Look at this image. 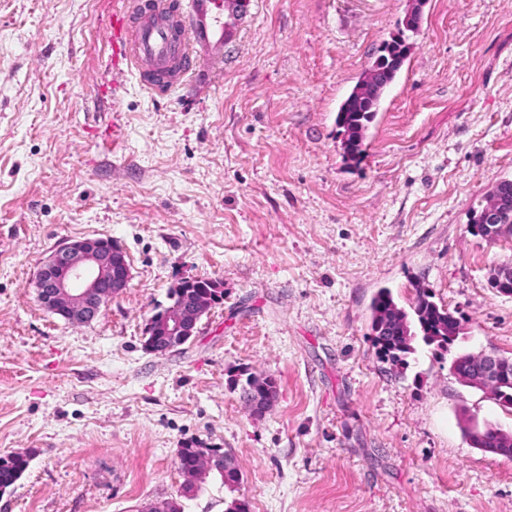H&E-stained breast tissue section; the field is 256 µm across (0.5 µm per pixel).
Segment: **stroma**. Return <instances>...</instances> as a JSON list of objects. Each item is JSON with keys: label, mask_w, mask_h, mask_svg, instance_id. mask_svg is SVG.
<instances>
[{"label": "stroma", "mask_w": 512, "mask_h": 512, "mask_svg": "<svg viewBox=\"0 0 512 512\" xmlns=\"http://www.w3.org/2000/svg\"><path fill=\"white\" fill-rule=\"evenodd\" d=\"M121 0H0V456L31 457L0 512H147L175 499L180 448L231 454L185 512H512V458L464 426L512 412L451 372L512 357V237L470 212L512 180V0H428L357 165L336 114L407 0H250L218 54L170 92L113 69ZM109 238L131 276L92 322L47 311L59 244ZM224 300L157 355L145 327L185 278ZM417 288L463 337L381 359L369 305ZM273 378L253 415L232 386Z\"/></svg>", "instance_id": "stroma-1"}]
</instances>
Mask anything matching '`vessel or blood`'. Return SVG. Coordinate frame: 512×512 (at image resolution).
<instances>
[{
  "label": "vessel or blood",
  "instance_id": "vessel-or-blood-1",
  "mask_svg": "<svg viewBox=\"0 0 512 512\" xmlns=\"http://www.w3.org/2000/svg\"><path fill=\"white\" fill-rule=\"evenodd\" d=\"M216 2L190 0V12L181 19L183 32L176 39L165 19L169 0H122L107 34L113 64L139 71L148 61L166 65L192 57L204 46L223 48L224 12Z\"/></svg>",
  "mask_w": 512,
  "mask_h": 512
}]
</instances>
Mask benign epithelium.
I'll return each instance as SVG.
<instances>
[{
	"label": "benign epithelium",
	"instance_id": "1",
	"mask_svg": "<svg viewBox=\"0 0 512 512\" xmlns=\"http://www.w3.org/2000/svg\"><path fill=\"white\" fill-rule=\"evenodd\" d=\"M249 0H224V35H229L238 17L246 13ZM426 0H409L403 23L405 28L421 27ZM388 82L370 71L363 76L344 101L346 106H357L364 101L381 99ZM509 210L501 199L492 196L481 214L484 232L493 236L499 226L508 223ZM130 267L122 251L105 249L91 238L69 240L61 244L36 277L38 296L46 308L63 319L76 323L96 318L103 306L126 287ZM209 301L204 296H182L170 307L161 329L147 327L153 336V353L176 349L181 341L197 332V322L206 311ZM476 368L466 377L473 387L484 389L498 398L503 386L504 372L501 356L482 352L473 357Z\"/></svg>",
	"mask_w": 512,
	"mask_h": 512
}]
</instances>
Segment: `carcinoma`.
Segmentation results:
<instances>
[{"mask_svg": "<svg viewBox=\"0 0 512 512\" xmlns=\"http://www.w3.org/2000/svg\"><path fill=\"white\" fill-rule=\"evenodd\" d=\"M376 113L362 106L338 110L336 125L342 135V157L345 163L359 162L365 154V140ZM202 290L213 297L218 304L224 299V290L219 283L211 279L197 281L196 285L187 289L189 293ZM372 342L379 354L395 366L407 367L409 358L416 353L414 342L421 338L427 346H435L440 350H448V335L459 325L456 317L449 309L433 301L432 293L424 288L417 289V297L413 306V314H408L395 302L391 291L379 289L370 303ZM240 393H255L261 396L276 395V382L272 378L249 376L241 384ZM29 456L17 452L5 459H0V490H7L27 470ZM184 483L181 497L191 499L211 480H218L225 489L234 492L238 489L240 477L238 470L230 459L221 457L213 460L206 470L192 472L187 464L179 463Z\"/></svg>", "mask_w": 512, "mask_h": 512, "instance_id": "1", "label": "carcinoma"}]
</instances>
